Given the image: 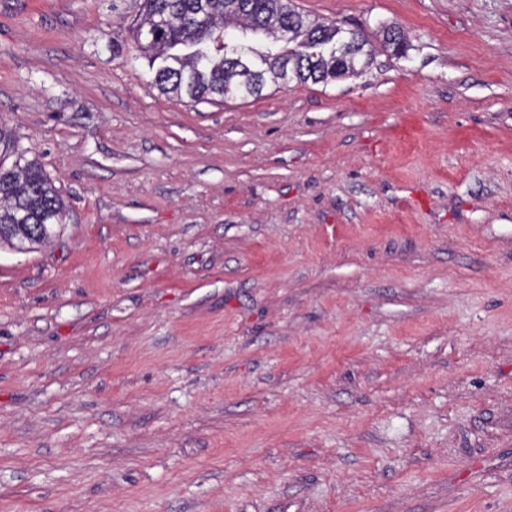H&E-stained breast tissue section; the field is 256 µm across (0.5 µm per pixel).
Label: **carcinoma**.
Instances as JSON below:
<instances>
[{
  "instance_id": "obj_1",
  "label": "carcinoma",
  "mask_w": 512,
  "mask_h": 512,
  "mask_svg": "<svg viewBox=\"0 0 512 512\" xmlns=\"http://www.w3.org/2000/svg\"><path fill=\"white\" fill-rule=\"evenodd\" d=\"M240 32V47L258 57L256 73L228 58V28ZM132 37L156 66L154 84L165 94L213 101L229 94L262 95L268 82L327 83L360 76L374 61L376 49L362 34L350 32L343 60L320 51L332 41L337 25L310 19L291 7L290 0H143ZM264 34L282 47L257 48L248 35ZM383 47L402 57L408 38L399 27L384 31ZM64 202L59 190L35 160L0 165V244L15 247L20 236L33 246L50 240L44 224H60Z\"/></svg>"
}]
</instances>
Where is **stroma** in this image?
Here are the masks:
<instances>
[{"label": "stroma", "mask_w": 512, "mask_h": 512, "mask_svg": "<svg viewBox=\"0 0 512 512\" xmlns=\"http://www.w3.org/2000/svg\"><path fill=\"white\" fill-rule=\"evenodd\" d=\"M293 3L370 71L186 103L139 0H0L66 205L0 248V512H512V0Z\"/></svg>", "instance_id": "stroma-1"}]
</instances>
